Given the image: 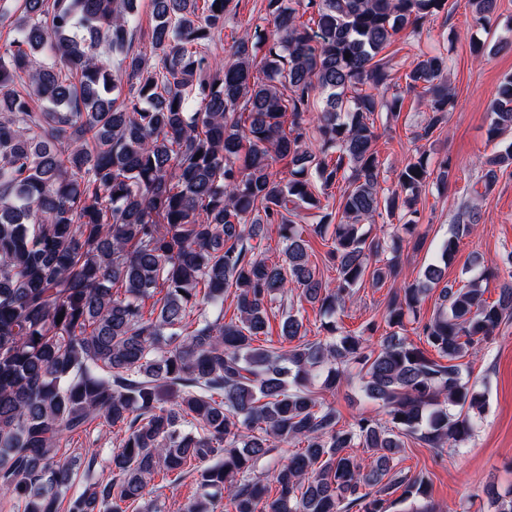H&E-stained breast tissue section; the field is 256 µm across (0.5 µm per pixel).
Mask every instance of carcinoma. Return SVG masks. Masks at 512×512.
I'll use <instances>...</instances> for the list:
<instances>
[{"label": "carcinoma", "mask_w": 512, "mask_h": 512, "mask_svg": "<svg viewBox=\"0 0 512 512\" xmlns=\"http://www.w3.org/2000/svg\"><path fill=\"white\" fill-rule=\"evenodd\" d=\"M264 2L272 36L244 35L226 64L208 52L229 0H151L150 65L131 47L138 0H0L10 32L0 44L1 510L165 512L148 491L163 471L174 483L195 477L183 512H217L225 497L233 512H393L394 491L428 493L424 477L395 470L405 438L456 451L475 431L485 398L460 360L512 319V281L489 302L482 271L462 285L434 264L422 280L402 278L400 230L419 222L423 187L448 188L452 168L431 169L422 151L384 188L374 148L376 114L402 104L384 98L395 83L380 54L447 0ZM469 2L488 26L497 0ZM104 52L120 56L116 69ZM449 64L444 50H422L405 74L429 110L422 140L454 107ZM318 95L314 152L305 113ZM487 112L494 142L512 130V77ZM480 164L477 200L512 168V143ZM305 210L328 242L333 288L295 222ZM382 214L401 223L388 243L364 230ZM479 219L478 204L462 207L443 260ZM273 225L279 262L257 253ZM366 280L392 282L378 343L375 322L367 336L326 322L311 340L290 306L280 345H254L285 292L333 312ZM228 293L237 314L226 322ZM411 321L439 359L405 336ZM355 379L382 417L344 426L323 393ZM97 420L121 434L106 480L93 478L97 451L67 452ZM349 448L372 451L370 464ZM264 460L272 499L255 476ZM482 493L512 512V489Z\"/></svg>", "instance_id": "cac0c4a2"}]
</instances>
